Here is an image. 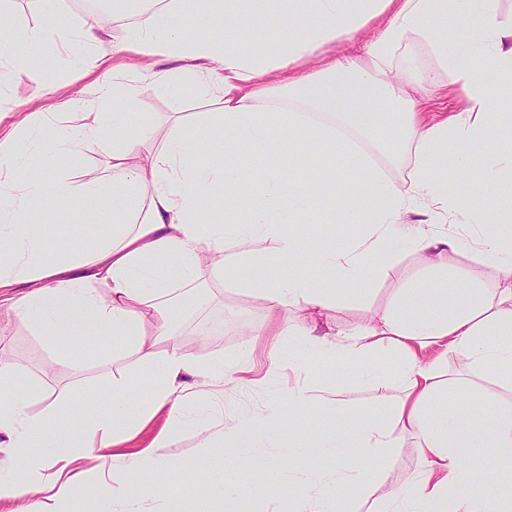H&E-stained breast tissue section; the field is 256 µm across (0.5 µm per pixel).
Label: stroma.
Here are the masks:
<instances>
[{
    "instance_id": "obj_1",
    "label": "stroma",
    "mask_w": 512,
    "mask_h": 512,
    "mask_svg": "<svg viewBox=\"0 0 512 512\" xmlns=\"http://www.w3.org/2000/svg\"><path fill=\"white\" fill-rule=\"evenodd\" d=\"M180 23L199 36L222 31L227 41L259 55L272 49L276 41L287 34L282 6L278 2L263 15L241 10L230 24L225 23L223 12L208 9L181 18ZM90 54V49L72 48L59 42L50 53L36 57L26 69L1 75L0 113H54L57 104L65 99L91 98L95 84L111 83L112 73L104 67L88 68L86 59ZM124 81L131 86L133 95L117 103V111L130 109L163 116L206 109L191 86H183L177 91L157 90L132 74L126 75ZM420 100L423 110L438 119L465 107L459 87L444 75L421 93ZM232 159L242 171L243 190L249 196L259 195L262 174L267 169L275 167L287 174L300 164L291 148L258 155L244 143L237 146ZM301 164L310 170L325 169L327 177L334 181L335 189L329 194H319L317 198V226H300V249L310 252L330 246L345 247L356 227V204L365 183L363 171L353 160L339 153L324 158L309 156ZM44 165L51 176L69 175L84 184L106 181L110 175L107 149L95 143L88 144L80 154L70 158L48 156ZM27 221L39 224V236L48 246L60 244V227L66 224L72 232L73 243L90 249L108 232L112 219L86 198L69 207L34 199L28 207ZM391 249L394 262L386 274L364 275L348 283L350 300L342 311H328L330 325L350 331L365 324L375 312L386 307L393 289L400 283L422 277L425 266L422 254L400 236L392 239ZM265 275L266 271L260 265L233 260L223 277L207 274L196 285L180 288L175 319L178 343H185L192 336L207 335V343L192 353L201 363L241 354L246 347L249 328L268 323L257 292L249 287L250 282ZM115 343V338L107 335H90L74 344L62 328L57 332L55 345L51 346L26 321L12 315L0 316V358L15 365V386L29 392V410L34 414L56 408L79 419L89 412L109 407L112 403V373L129 364L125 358L113 359ZM257 355L261 361V384H247L226 390L221 395L202 393V400L215 407L209 418L210 433H217L224 423L232 420L244 422L260 418L265 413L269 394L287 396L294 385L296 373L288 366L287 351L272 354L261 348ZM307 367L312 376L311 386L319 397L312 408L297 414L298 419L308 422V431L292 434L283 425L266 440L270 446L294 444L298 455L293 466L300 471L332 467L331 459L310 453L314 437L328 433L331 416L345 417L357 427L387 412L385 406L376 403L373 388L361 378V365L312 359ZM448 370L461 378L459 392L451 404L445 397H433L430 403L432 414L438 418L447 415L448 411H455L467 457L488 455V426L499 410L512 406V389L499 385L491 373L470 368L468 359L460 353L449 354ZM199 441L196 424L186 423L173 442L158 451L159 456L169 461V468L141 471L134 476L135 483L140 485L173 486V494L118 505L111 502L106 489H99L90 496L77 490L65 503V512H288L287 503L273 494L222 501L176 493L175 488L180 482L202 484L224 468V456L219 452L211 455L208 468H200ZM361 465L369 472L382 468L390 485L410 484L420 470L414 440L410 437L401 447L389 449L382 460L365 459Z\"/></svg>"
}]
</instances>
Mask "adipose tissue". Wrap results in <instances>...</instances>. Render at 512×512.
<instances>
[{"mask_svg": "<svg viewBox=\"0 0 512 512\" xmlns=\"http://www.w3.org/2000/svg\"><path fill=\"white\" fill-rule=\"evenodd\" d=\"M205 5L218 8L222 0H158L139 19L123 22V37L114 44L102 28L56 30L72 44L107 46L106 56L139 55V72L150 86L172 89L187 81L200 97L219 99V111L174 118L148 162L134 165L130 158L153 135L154 123L137 120L131 112H109L106 86L96 88L95 99L63 102V110L77 111V125L54 128L47 113L21 112L0 134V305L46 341H53L62 326L74 342L102 331L121 338L124 353L134 358L133 370L112 377L111 406L77 426L60 410L30 414L27 393L9 387L14 365L0 360V453L13 462L9 474L0 476V500L26 498L29 512H45L30 482L32 473L87 457L106 467L117 460L119 446L161 416L165 423L151 447L131 454L125 473L113 475L109 489L115 499L160 496L156 486L134 485L132 475L166 468L155 450L170 443L186 420L206 429L208 413L197 384L238 387L255 367L250 350L210 364L195 361L172 343L158 351L159 341L171 342L173 336L161 300L173 283L194 284L201 269L223 274L230 250L271 267L297 261L296 239L283 226L302 223L314 207L312 197L288 191L285 175L274 168L264 176L259 199H242L235 164L214 160L236 142L259 154L273 153L281 134L307 155L342 151L370 179L358 206L359 232L345 249L324 248L314 256L322 278L295 269L288 277L257 282L272 324L264 343L273 350L289 345L305 359L378 358L366 379L382 394L389 377H396L402 395L386 417L354 430L340 424L320 439L318 454L335 460L329 473L286 469L294 451L279 449L268 461L277 475L271 492L287 498L291 512H348L345 489L366 485L368 479L359 462L344 454V445L353 443L372 456L411 437L420 475L411 484L389 488L380 512H512L511 488L487 498L467 484L458 418L448 416L435 426L425 412L432 394L456 389L447 372L452 352L512 386V227L500 223L512 213V113L488 111L489 81L475 65L494 59L503 91L512 93V22L499 20L497 0H286L288 35L272 57L258 59L229 46L222 36L199 37L177 24V17ZM309 9L316 26L306 34L297 22ZM451 12L468 23L467 32H445L443 22ZM373 22L381 29L362 55L326 57V47L354 40ZM424 52L432 65L421 64ZM309 61L316 62V71H304ZM441 72L460 88L467 107L428 120L413 93L433 84ZM394 125L402 131L396 139L387 134ZM203 129L211 132L205 141L198 137ZM107 139L112 142L109 181L77 185L48 178L41 167L44 146L75 155L87 143ZM475 148L491 156L478 179L495 188V196L460 194L451 174L442 170L451 150L455 170H467L468 153ZM379 151L392 159L408 155V181L386 178L375 162ZM217 187L237 211L236 227L203 214L206 196ZM38 195L66 206L81 195L98 199L112 212L109 234L90 250L70 246L47 253L25 224L28 201ZM412 215L417 218L413 224L408 221ZM475 224L488 227L477 235L475 251L490 262L492 287L473 284L464 304L432 307L422 289L403 285L389 306L352 333L323 321L325 311L344 307L347 282L365 271L387 270L396 232H405L429 272L442 273L449 255L465 248L463 235ZM292 308L305 309L309 317L296 330L283 319ZM390 350L397 354L391 365L380 360ZM311 401L304 376L289 389L287 401L271 403L264 420L230 423L220 440L206 434L201 448L208 454L222 450L228 472L203 486L183 485V493L216 499L256 494V485L232 478V471L240 469L245 456H260L262 435L283 423L298 430L295 413Z\"/></svg>", "mask_w": 512, "mask_h": 512, "instance_id": "ef3b65f1", "label": "adipose tissue"}]
</instances>
